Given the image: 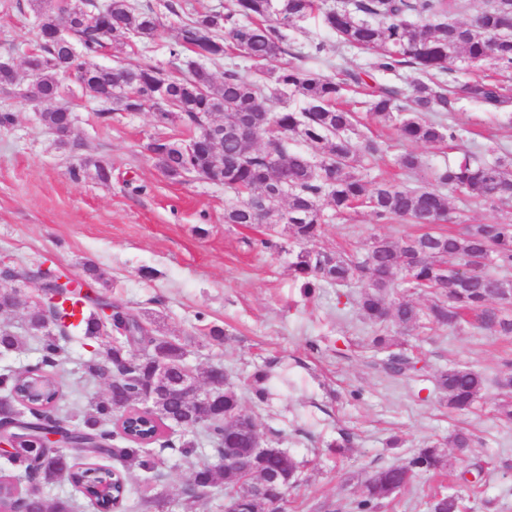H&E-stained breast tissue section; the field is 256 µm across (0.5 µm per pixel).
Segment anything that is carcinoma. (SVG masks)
Instances as JSON below:
<instances>
[{
  "instance_id": "cac0c4a2",
  "label": "carcinoma",
  "mask_w": 512,
  "mask_h": 512,
  "mask_svg": "<svg viewBox=\"0 0 512 512\" xmlns=\"http://www.w3.org/2000/svg\"><path fill=\"white\" fill-rule=\"evenodd\" d=\"M456 0H341L322 13L324 27L353 48L377 55V68L398 72L405 68L419 74L408 89L387 84H368L361 72L350 70L335 79L318 69L284 67L276 72L262 69L266 63L287 53L284 30L307 18L319 8L318 0H229L224 11L188 12L184 15L176 43L169 49L173 69L149 63L129 62L109 67L94 61L107 47L106 39L116 34L141 44L155 39L158 15L143 0H78L70 19L73 37L62 43L56 37L63 19L54 0H27L37 22L39 53L28 56L34 72L31 83L20 75H5L6 92L27 102L44 104L59 100L64 88L61 74L73 65L90 64V76L81 85L82 94L110 112H140L145 108L157 119L170 121L168 113L180 114L186 133L211 128L209 146L188 149L181 139L153 137L144 146L156 147L153 157L162 174L181 180L192 174L224 184L233 199L224 207L226 224H263L275 236L291 240L290 268L302 288L347 285L355 277L365 280L357 299L361 318L371 325L390 323L409 331L424 323L437 328L458 329L474 318L481 326L502 336H512V298L495 289L512 285V156L499 155L482 161L465 153L444 166L426 169L418 155L404 152L394 158L399 170L419 184L400 185L382 179L368 187L366 166L383 157V142L364 138L356 112L344 105L345 92L366 90L369 111L379 124L395 130L404 141L430 147L457 139L445 117L453 101L462 97L489 112L504 110L509 97L491 80L474 79L458 86L448 85L444 76L452 63L487 60L512 69V0H482L469 22L449 19ZM231 55L253 62L250 78L238 74L234 64L216 79L211 66ZM69 106L59 104L40 112L42 124L51 131L68 125ZM306 147L292 151L289 140ZM94 169L101 182L112 179V166L101 161L71 167L79 178ZM464 193L472 201L501 212L491 223L468 224L463 230H435L440 224L456 223L449 195ZM343 214L366 209L377 224L404 220L421 224L427 231L396 241L386 236L371 238L361 255H345L329 249L315 250L310 244L324 232L325 205ZM488 254V264L498 273L482 272L458 283L450 279L452 266L462 267L475 251ZM101 276L86 269L90 291H74L48 308L28 307L24 331L35 343L38 357L19 370L0 371V413L16 411L28 374L48 375L52 388L43 408L26 411L23 428L36 431L64 421L61 378L66 344L82 341L90 356L83 359V376L89 380L119 377L126 396L114 404L109 394L93 396L78 424L67 429L73 447L63 453L28 459L16 455L8 462L26 464L31 489L64 478L90 501L97 512H169L170 501L143 495L129 499L127 473L139 469L152 472L159 456L170 451L189 459L197 449H210L193 466L189 483L182 491L184 506L214 490L224 492L237 512H284L288 488L300 462L278 440L266 439L267 449L255 448L248 427L254 416L241 408L236 386L226 381L214 397L211 417L196 423L195 402L174 391H165L154 379V360L163 355L178 370L188 366L185 344L176 336L154 329L150 322L109 302L97 288ZM435 290V297L419 307L395 296L400 286ZM112 306V341L97 331L99 310ZM25 343L12 330L0 328V349L21 351ZM268 372L258 370L250 377L254 399H269ZM437 388L447 396L448 409H468L486 389V378L467 367L453 366L437 378ZM156 393L152 416L138 407L140 394ZM471 438L462 431L448 440L456 460L466 461ZM93 454L119 462L114 481L103 484L111 473L105 465L77 463L74 455ZM235 456L244 466L224 471V458ZM449 466L448 455L437 445L418 449L404 461L381 467L365 476L355 501V512H376L384 502L410 487L418 475ZM456 494H433L428 512H461ZM0 509L3 512H73L69 498L48 502L43 495L20 492L10 479L0 476Z\"/></svg>"
}]
</instances>
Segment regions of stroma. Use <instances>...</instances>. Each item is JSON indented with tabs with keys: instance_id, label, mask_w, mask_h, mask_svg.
Returning a JSON list of instances; mask_svg holds the SVG:
<instances>
[{
	"instance_id": "35a3bbf8",
	"label": "stroma",
	"mask_w": 512,
	"mask_h": 512,
	"mask_svg": "<svg viewBox=\"0 0 512 512\" xmlns=\"http://www.w3.org/2000/svg\"><path fill=\"white\" fill-rule=\"evenodd\" d=\"M152 2L161 22L155 41L126 49L122 37H112L100 64L131 58L168 66L181 19L168 12L167 0ZM35 39L29 10L19 9L18 0H0V56L22 62ZM318 42L325 45L326 75L338 78L353 69L367 82L404 88L415 77L409 70L396 76L377 71L374 56L339 44L314 18L289 30L288 52L271 69L298 64ZM64 89L63 101L76 115L65 146L42 126L37 109L0 92V111L15 114L14 125L0 127V258L20 268L43 263L77 277L84 263L96 265L112 303L150 315L162 333L185 342L197 375L220 364L244 389L256 369H269L272 400L256 405L244 390L242 409L255 417L261 434H278L281 447L305 462L285 512H353L367 474L462 428L473 435L471 462L484 466L470 512H512V425L493 410L508 396L496 381L512 374V337L475 325L416 328L401 337V351L415 370L384 372L383 353L369 347L374 328L354 303L362 281L304 293L288 267L286 240L265 249L259 244L267 235L264 225L225 223L231 195L222 184L198 176L173 182L162 174L144 145L157 135L180 137L178 128L159 124L148 110L100 118L75 80H66ZM449 121L456 141L413 148L388 127L370 124V136L388 149L371 165L368 181L399 178L392 160L411 148L432 166L466 151L488 158L500 148L512 150V123L476 103L459 101ZM85 159L110 163L111 182L72 179L70 168ZM419 231L416 224L375 223L361 210L344 220L328 217L315 246L360 252L372 236L400 239ZM211 325L223 327L222 343L209 340ZM451 366L477 370L488 380L472 412H449L436 387ZM332 442L340 453L330 452ZM191 474L190 463L170 456L151 480L130 470L129 487L176 502ZM437 490L459 493L463 486L453 475L424 473L379 512H428Z\"/></svg>"
}]
</instances>
